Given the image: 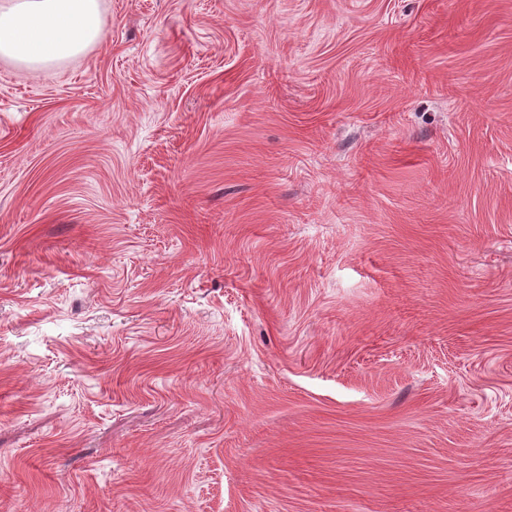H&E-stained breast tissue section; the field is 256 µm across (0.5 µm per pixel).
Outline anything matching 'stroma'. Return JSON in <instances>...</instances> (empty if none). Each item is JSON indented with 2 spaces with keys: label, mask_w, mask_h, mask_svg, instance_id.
Segmentation results:
<instances>
[{
  "label": "stroma",
  "mask_w": 512,
  "mask_h": 512,
  "mask_svg": "<svg viewBox=\"0 0 512 512\" xmlns=\"http://www.w3.org/2000/svg\"><path fill=\"white\" fill-rule=\"evenodd\" d=\"M0 61V512H512V0H101ZM100 0H1L0 59L40 70L76 59L103 36Z\"/></svg>",
  "instance_id": "35a3bbf8"
}]
</instances>
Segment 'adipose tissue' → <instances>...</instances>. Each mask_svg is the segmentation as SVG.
Listing matches in <instances>:
<instances>
[{"instance_id":"adipose-tissue-1","label":"adipose tissue","mask_w":512,"mask_h":512,"mask_svg":"<svg viewBox=\"0 0 512 512\" xmlns=\"http://www.w3.org/2000/svg\"><path fill=\"white\" fill-rule=\"evenodd\" d=\"M102 36L100 0H0V59L16 68L79 58Z\"/></svg>"}]
</instances>
